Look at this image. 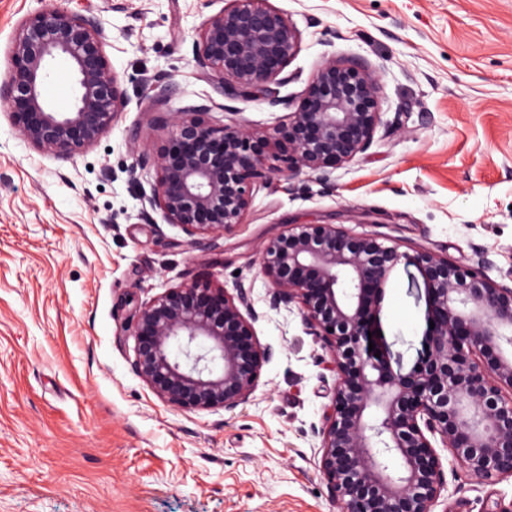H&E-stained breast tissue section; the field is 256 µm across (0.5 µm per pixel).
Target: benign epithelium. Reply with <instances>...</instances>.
<instances>
[{"mask_svg": "<svg viewBox=\"0 0 512 512\" xmlns=\"http://www.w3.org/2000/svg\"><path fill=\"white\" fill-rule=\"evenodd\" d=\"M107 34L94 15L63 5L37 10L20 23L13 71L0 96L18 100L11 113L35 149L68 156L95 144L127 105L122 80L105 52ZM302 32L271 0H227L193 39L192 59L233 102L258 98L287 110L282 124L257 128L233 118L219 123L217 103L171 112L167 136L136 153L130 176H153L138 219L180 228L205 244L233 231L250 207L253 179L305 172L332 186V173L364 153L383 123L379 72L367 61L326 56L302 94L289 65ZM64 58L74 103L54 111L41 85ZM288 139L279 153L246 156L250 142ZM427 281L428 349L405 375L369 350L368 315L379 310L384 285L400 263ZM269 281V309L297 312L329 354L335 383L324 413L319 470L339 512H434L445 484L438 440L477 478H512V274H485L487 257L462 266L428 250L412 254L377 237H357L335 223L290 224L260 250ZM260 318L252 288L233 291L184 283L137 300L121 327L135 340L137 375L162 402L190 410L233 411L255 392L270 350L254 339Z\"/></svg>", "mask_w": 512, "mask_h": 512, "instance_id": "1", "label": "benign epithelium"}]
</instances>
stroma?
I'll list each match as a JSON object with an SVG mask.
<instances>
[{
	"instance_id": "stroma-1",
	"label": "stroma",
	"mask_w": 512,
	"mask_h": 512,
	"mask_svg": "<svg viewBox=\"0 0 512 512\" xmlns=\"http://www.w3.org/2000/svg\"><path fill=\"white\" fill-rule=\"evenodd\" d=\"M302 33L296 96L324 56L381 75L383 123L336 169L332 189L302 173L256 190L243 224L192 247L177 227L138 220L124 172L133 139L161 142L166 113L216 97L191 45L225 0H68L101 17L129 101L71 156L37 151L0 100V512H337L316 431L334 379L298 314L270 310L258 248L289 224L333 222L403 251L456 263L487 253L512 274V0H272ZM56 0H0V82L20 21ZM159 84L170 100L154 104ZM253 288L255 338L274 351L250 401L231 412L161 402L123 335L131 293L184 282ZM424 279L399 264L378 344L409 372L424 343ZM436 512L512 506V478L469 475L440 449Z\"/></svg>"
}]
</instances>
